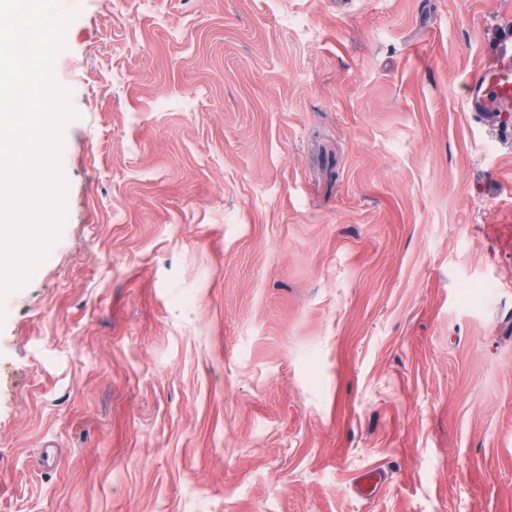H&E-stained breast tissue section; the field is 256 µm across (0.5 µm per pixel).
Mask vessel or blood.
<instances>
[{
  "label": "vessel or blood",
  "instance_id": "1",
  "mask_svg": "<svg viewBox=\"0 0 512 512\" xmlns=\"http://www.w3.org/2000/svg\"><path fill=\"white\" fill-rule=\"evenodd\" d=\"M465 84L468 111L489 121L512 112V25L498 28L492 52Z\"/></svg>",
  "mask_w": 512,
  "mask_h": 512
}]
</instances>
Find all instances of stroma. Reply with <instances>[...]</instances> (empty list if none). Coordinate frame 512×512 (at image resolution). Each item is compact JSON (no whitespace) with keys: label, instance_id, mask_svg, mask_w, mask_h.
I'll return each instance as SVG.
<instances>
[{"label":"stroma","instance_id":"obj_1","mask_svg":"<svg viewBox=\"0 0 512 512\" xmlns=\"http://www.w3.org/2000/svg\"><path fill=\"white\" fill-rule=\"evenodd\" d=\"M65 218L0 296V512H512V0H57ZM468 112L493 122L512 112V25L498 28L493 50L466 80Z\"/></svg>","mask_w":512,"mask_h":512}]
</instances>
